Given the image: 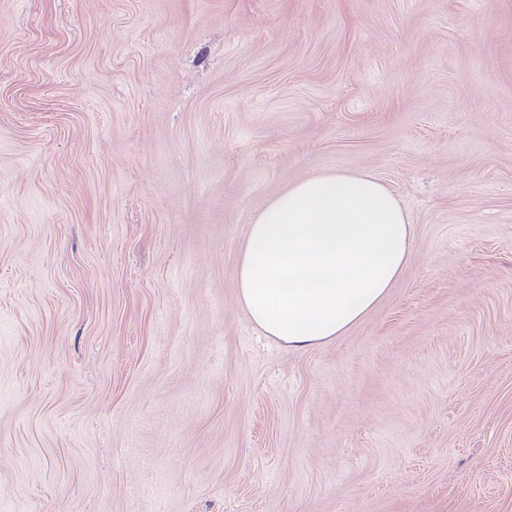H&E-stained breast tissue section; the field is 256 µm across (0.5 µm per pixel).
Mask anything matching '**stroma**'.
Returning a JSON list of instances; mask_svg holds the SVG:
<instances>
[{
    "label": "stroma",
    "mask_w": 512,
    "mask_h": 512,
    "mask_svg": "<svg viewBox=\"0 0 512 512\" xmlns=\"http://www.w3.org/2000/svg\"><path fill=\"white\" fill-rule=\"evenodd\" d=\"M326 171L414 243L297 351L236 266ZM0 512H512V0H0Z\"/></svg>",
    "instance_id": "1"
}]
</instances>
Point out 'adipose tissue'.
Masks as SVG:
<instances>
[{"mask_svg":"<svg viewBox=\"0 0 512 512\" xmlns=\"http://www.w3.org/2000/svg\"><path fill=\"white\" fill-rule=\"evenodd\" d=\"M411 226L374 176L302 180L253 218L236 269L238 299L266 336L296 350L331 342L401 277Z\"/></svg>","mask_w":512,"mask_h":512,"instance_id":"obj_1","label":"adipose tissue"}]
</instances>
